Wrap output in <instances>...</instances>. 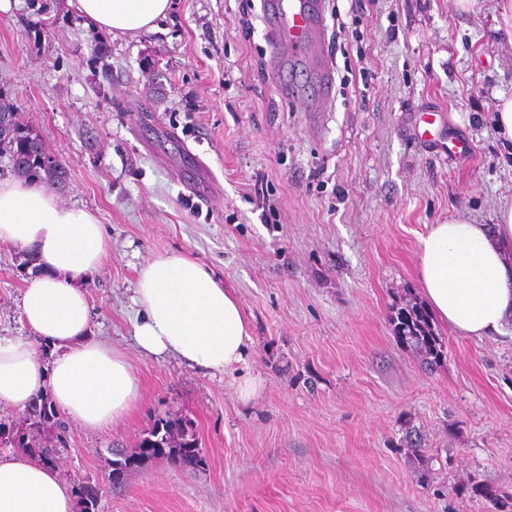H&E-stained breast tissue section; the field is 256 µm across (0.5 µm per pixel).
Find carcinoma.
I'll return each mask as SVG.
<instances>
[{"label":"carcinoma","instance_id":"obj_1","mask_svg":"<svg viewBox=\"0 0 512 512\" xmlns=\"http://www.w3.org/2000/svg\"><path fill=\"white\" fill-rule=\"evenodd\" d=\"M0 148L16 161L14 172L28 178L46 177L58 183L66 179L65 166L45 148L32 130L18 125L13 113L0 111ZM399 342L420 353L428 366L441 361L443 343L435 333L432 318L426 307L409 301L397 310L392 319ZM66 427L59 418L50 395L41 393L22 413L20 421H0V444L15 445L28 450L44 465L56 457L57 447L64 443ZM161 455L174 456L185 463L200 457L198 444L187 437L174 421H160L140 440L131 453L115 451L112 461V483L122 482L128 472L144 461ZM77 512H96L100 489L90 483L77 484L72 489Z\"/></svg>","mask_w":512,"mask_h":512}]
</instances>
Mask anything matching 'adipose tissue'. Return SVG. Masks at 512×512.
Listing matches in <instances>:
<instances>
[{
	"label": "adipose tissue",
	"mask_w": 512,
	"mask_h": 512,
	"mask_svg": "<svg viewBox=\"0 0 512 512\" xmlns=\"http://www.w3.org/2000/svg\"><path fill=\"white\" fill-rule=\"evenodd\" d=\"M88 22L137 35L166 16L170 0H74ZM0 241L32 250L41 275L25 288L20 315L34 337L0 338V404L25 410L41 392L84 428L124 421L141 394L124 355L91 334L89 302L78 279L95 270L107 244L96 216L61 205L44 183L0 181ZM418 276L430 310L454 333L481 338L512 323V205L493 224L454 217L420 240ZM133 338L146 356H172L212 375L238 374L241 400L256 398L247 372L251 336L236 296L196 261L170 253L138 272ZM54 350L51 363L37 345ZM0 512H74L55 469L0 453Z\"/></svg>",
	"instance_id": "adipose-tissue-1"
}]
</instances>
